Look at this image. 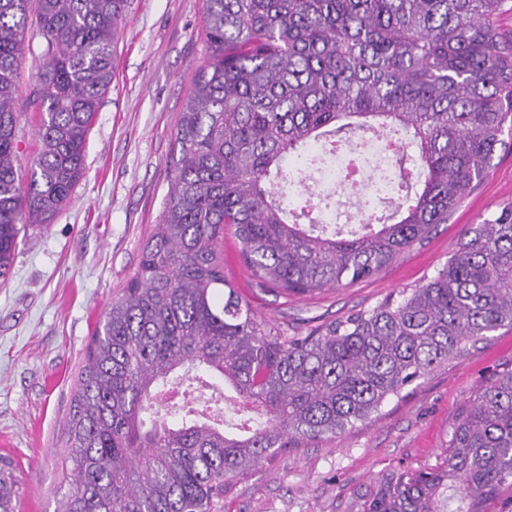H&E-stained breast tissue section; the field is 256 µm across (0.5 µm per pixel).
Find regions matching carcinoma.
<instances>
[{
    "mask_svg": "<svg viewBox=\"0 0 512 512\" xmlns=\"http://www.w3.org/2000/svg\"><path fill=\"white\" fill-rule=\"evenodd\" d=\"M503 0H206V58L174 134L155 233L87 348L67 432L74 476L56 512H210L239 475L350 431L437 366L512 328V205L465 234L433 277L306 336L257 316L224 276L230 226L259 286L305 294L377 275L446 224L512 131ZM128 0H0V284L24 224H49L85 174ZM39 148L22 160L25 55ZM369 134L398 203L343 235L322 202L288 201L292 158ZM220 381L259 429L192 406ZM183 393L180 422L161 399ZM16 465L0 455V512ZM512 493V367L463 406L442 462L382 476L357 512H490Z\"/></svg>",
    "mask_w": 512,
    "mask_h": 512,
    "instance_id": "1",
    "label": "carcinoma"
}]
</instances>
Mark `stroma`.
Listing matches in <instances>:
<instances>
[{
    "label": "stroma",
    "mask_w": 512,
    "mask_h": 512,
    "mask_svg": "<svg viewBox=\"0 0 512 512\" xmlns=\"http://www.w3.org/2000/svg\"><path fill=\"white\" fill-rule=\"evenodd\" d=\"M205 0H130L115 39L112 86L86 147V173L52 224L22 228L0 285V454L17 464L19 512H55L71 477L62 465L85 353L112 299L154 233L180 116L205 57ZM37 61L26 56L16 110L20 150L37 149L26 108ZM512 204V149H499L481 185L448 223L398 254L375 277L284 296L259 287L232 233L224 273L253 310L291 336L370 309L425 282L463 233ZM512 364V329L435 368L402 399L349 432L290 448L235 479L212 512H351L382 474L436 463L471 393Z\"/></svg>",
    "instance_id": "1"
}]
</instances>
